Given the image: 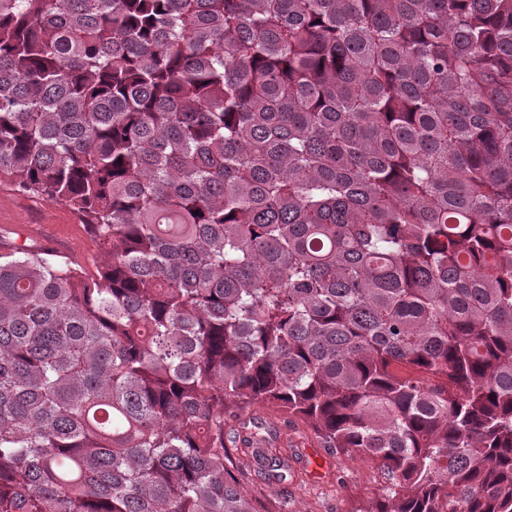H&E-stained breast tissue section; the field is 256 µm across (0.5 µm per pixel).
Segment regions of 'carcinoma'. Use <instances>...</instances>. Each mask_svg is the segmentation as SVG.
Listing matches in <instances>:
<instances>
[{"instance_id": "carcinoma-1", "label": "carcinoma", "mask_w": 512, "mask_h": 512, "mask_svg": "<svg viewBox=\"0 0 512 512\" xmlns=\"http://www.w3.org/2000/svg\"><path fill=\"white\" fill-rule=\"evenodd\" d=\"M0 184L108 255L0 249V512H260L248 405L512 512V0H0Z\"/></svg>"}]
</instances>
